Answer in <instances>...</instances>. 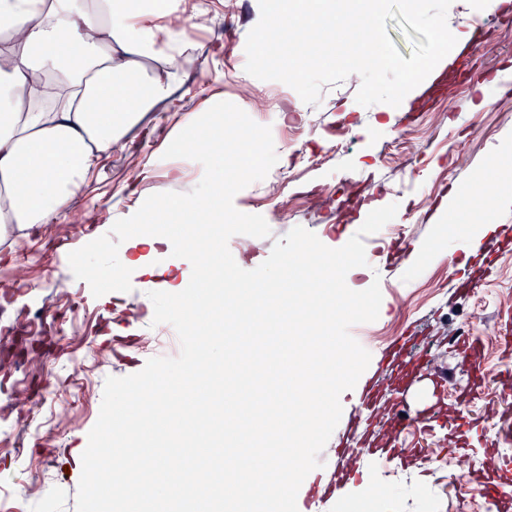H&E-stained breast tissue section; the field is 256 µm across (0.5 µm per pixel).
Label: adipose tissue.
I'll use <instances>...</instances> for the list:
<instances>
[{
  "mask_svg": "<svg viewBox=\"0 0 512 512\" xmlns=\"http://www.w3.org/2000/svg\"><path fill=\"white\" fill-rule=\"evenodd\" d=\"M159 13L156 0H0V235L11 224L70 219L74 186L169 98L174 67L192 59H173L174 30L158 48L145 19ZM186 122L200 120L192 115ZM203 125L201 137L178 139L173 148L202 147L211 195L155 198L150 209L158 228L129 243L118 269L82 268L85 279L133 273L178 297L199 276L219 245L211 228L214 201L246 175L224 163L223 116ZM177 242L183 257L172 269L161 257Z\"/></svg>",
  "mask_w": 512,
  "mask_h": 512,
  "instance_id": "1",
  "label": "adipose tissue"
}]
</instances>
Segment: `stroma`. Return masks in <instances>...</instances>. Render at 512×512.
<instances>
[{
    "mask_svg": "<svg viewBox=\"0 0 512 512\" xmlns=\"http://www.w3.org/2000/svg\"><path fill=\"white\" fill-rule=\"evenodd\" d=\"M185 0L194 17L185 43L194 59L177 72L162 111L149 112L126 135L122 151L105 157L92 180L74 189L83 214L69 223L10 227L0 236V300L28 350L21 366L0 367V498L23 512H37L41 494L53 493L58 512H76L81 471L77 450L86 448L96 423L107 377H125L153 357L168 356L165 343L147 345L166 332L154 324L143 278L105 288L82 278L76 261L118 265L141 206L156 195L194 192L204 178L200 157L170 153L179 130L174 115L221 110L230 119L228 137L248 129L261 149L262 169L226 193L224 252L239 257L243 269L259 266L276 241L293 227L315 233L339 248L359 230L360 212L403 204L406 251L397 269L381 254L385 239L371 238L368 265L355 276L363 286L379 282L382 303L376 321L352 326L359 339L371 334L376 352L402 333L418 339L427 359L412 384L399 388L398 404L427 415L467 409L476 420L465 452L446 451L442 463L386 468L362 458L363 484L350 495L374 497L375 486L390 492L377 498L378 512H471L467 493L485 468L504 475L502 494L491 512H512V446L497 445L486 410L495 390L512 386V349L501 343V325L512 324V207L493 217L471 215L475 190L512 194V13H485L480 0H453L447 22L457 35L453 61L410 91L399 107L356 101L359 75L324 86L317 104H304L279 81L257 79L245 70L249 31L260 18L259 0ZM489 16L478 48L468 47L472 18ZM497 89L481 97L474 78L461 76L464 61ZM462 196L461 210L440 219L437 208L450 191ZM492 232H485L486 222ZM468 224L481 243L497 238L500 252L485 259L442 225ZM107 237L112 248L96 243ZM498 343L492 367L470 375L461 363L463 347L449 338L461 327ZM454 370L443 383L440 368ZM475 466L459 474L457 461Z\"/></svg>",
    "mask_w": 512,
    "mask_h": 512,
    "instance_id": "obj_1",
    "label": "stroma"
}]
</instances>
